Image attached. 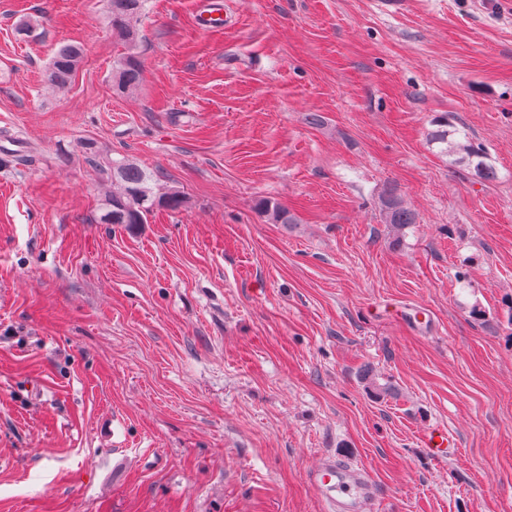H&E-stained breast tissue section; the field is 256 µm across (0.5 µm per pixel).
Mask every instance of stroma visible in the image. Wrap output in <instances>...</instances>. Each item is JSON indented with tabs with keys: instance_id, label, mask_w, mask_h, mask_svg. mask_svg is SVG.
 <instances>
[{
	"instance_id": "stroma-1",
	"label": "stroma",
	"mask_w": 512,
	"mask_h": 512,
	"mask_svg": "<svg viewBox=\"0 0 512 512\" xmlns=\"http://www.w3.org/2000/svg\"><path fill=\"white\" fill-rule=\"evenodd\" d=\"M137 27L121 94L106 0H0V512H325L327 456L380 512H512V0H148ZM105 158L184 207L101 223ZM83 49L76 44H64L52 56L47 72L48 83L58 88L68 86L82 59ZM433 126L436 128L429 132L430 142L445 145L441 152L455 157V164L465 167L472 175L483 181H493L497 178V169L486 161L484 149L469 141L462 143L456 140L454 135L458 134L459 130L448 123V118L435 121ZM380 211L384 224H390L397 231L401 232L417 224V216L410 208L406 206L401 196L394 190L387 191L381 198ZM401 236H397L399 238Z\"/></svg>"
}]
</instances>
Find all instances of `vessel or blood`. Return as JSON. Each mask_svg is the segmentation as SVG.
I'll use <instances>...</instances> for the list:
<instances>
[{
    "mask_svg": "<svg viewBox=\"0 0 512 512\" xmlns=\"http://www.w3.org/2000/svg\"><path fill=\"white\" fill-rule=\"evenodd\" d=\"M328 512H375L376 495L363 468L329 458L309 475Z\"/></svg>",
    "mask_w": 512,
    "mask_h": 512,
    "instance_id": "1",
    "label": "vessel or blood"
}]
</instances>
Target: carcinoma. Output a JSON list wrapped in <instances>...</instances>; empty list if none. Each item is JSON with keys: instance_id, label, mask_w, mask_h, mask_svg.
Segmentation results:
<instances>
[{"instance_id": "cac0c4a2", "label": "carcinoma", "mask_w": 512, "mask_h": 512, "mask_svg": "<svg viewBox=\"0 0 512 512\" xmlns=\"http://www.w3.org/2000/svg\"><path fill=\"white\" fill-rule=\"evenodd\" d=\"M112 34L125 43L127 52L112 64V82L121 93L132 92L143 82V68L139 58L132 52L135 45V24L145 11L146 0H107ZM83 49L76 44H64L52 56L46 79L51 85L68 86L82 59ZM459 130L443 118L435 121V129L429 132V141L444 145L442 152L454 157V163L468 169L472 175L483 181L497 178V169L486 161L485 151L467 141L455 139ZM103 170L112 175L114 190L105 199L100 221L104 224H145L148 216L159 207L171 211L184 205V197L177 191L156 195L153 191V174L129 161L104 162ZM257 210L277 224H293L294 216L280 204L262 199ZM380 211L383 223L390 224L402 232L417 223V216L406 206L394 190L387 191L381 198Z\"/></svg>"}]
</instances>
